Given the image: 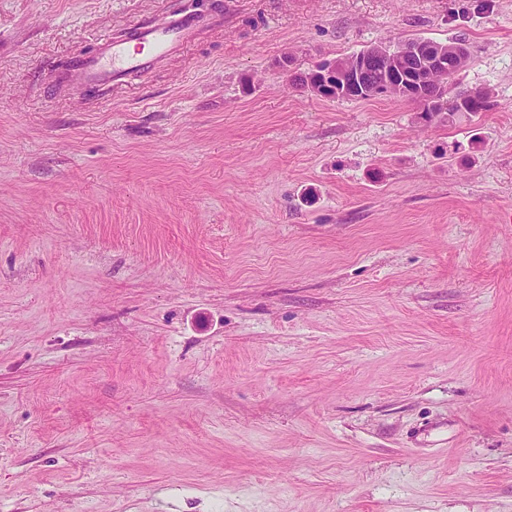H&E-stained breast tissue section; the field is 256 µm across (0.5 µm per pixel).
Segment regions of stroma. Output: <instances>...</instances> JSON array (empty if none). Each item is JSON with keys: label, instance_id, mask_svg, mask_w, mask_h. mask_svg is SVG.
I'll return each instance as SVG.
<instances>
[{"label": "stroma", "instance_id": "1", "mask_svg": "<svg viewBox=\"0 0 512 512\" xmlns=\"http://www.w3.org/2000/svg\"><path fill=\"white\" fill-rule=\"evenodd\" d=\"M0 0V512H512V0ZM462 36L425 121L293 86ZM203 29L200 20L191 14H182L166 26L133 25L124 39L104 40L96 55L79 59L73 70L57 73L54 80L75 87L123 85L128 74L155 69Z\"/></svg>", "mask_w": 512, "mask_h": 512}]
</instances>
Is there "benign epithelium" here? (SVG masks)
Segmentation results:
<instances>
[{
  "label": "benign epithelium",
  "mask_w": 512,
  "mask_h": 512,
  "mask_svg": "<svg viewBox=\"0 0 512 512\" xmlns=\"http://www.w3.org/2000/svg\"><path fill=\"white\" fill-rule=\"evenodd\" d=\"M468 52L465 43L428 40L373 45L357 55L316 64L318 78L311 91L326 99L395 95L419 102L432 117L448 108L447 90L438 78L448 76L451 64L464 63Z\"/></svg>",
  "instance_id": "1"
}]
</instances>
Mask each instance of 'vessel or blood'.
<instances>
[{
	"mask_svg": "<svg viewBox=\"0 0 512 512\" xmlns=\"http://www.w3.org/2000/svg\"><path fill=\"white\" fill-rule=\"evenodd\" d=\"M202 29L191 14L180 15L166 26L133 25L123 39L104 40L96 55L79 59L73 70L56 74L55 80L75 87L122 85L128 74L153 70L177 54Z\"/></svg>",
	"mask_w": 512,
	"mask_h": 512,
	"instance_id": "b4317fda",
	"label": "vessel or blood"
}]
</instances>
